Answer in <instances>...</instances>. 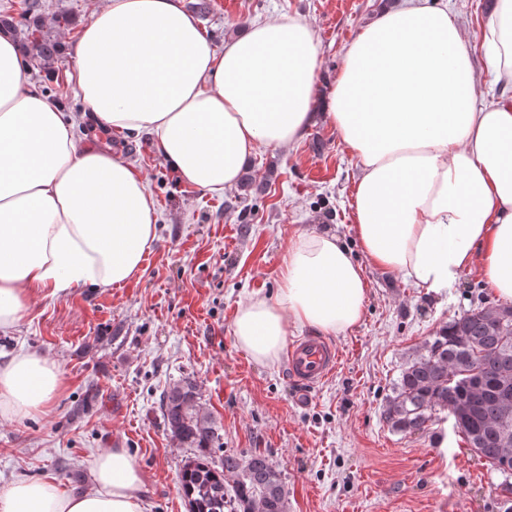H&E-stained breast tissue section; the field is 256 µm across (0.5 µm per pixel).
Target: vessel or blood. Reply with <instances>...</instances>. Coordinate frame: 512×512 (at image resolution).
Instances as JSON below:
<instances>
[{
	"instance_id": "1",
	"label": "vessel or blood",
	"mask_w": 512,
	"mask_h": 512,
	"mask_svg": "<svg viewBox=\"0 0 512 512\" xmlns=\"http://www.w3.org/2000/svg\"><path fill=\"white\" fill-rule=\"evenodd\" d=\"M338 364L336 349L317 336L301 337L290 345L287 366L292 379L313 387L329 378Z\"/></svg>"
}]
</instances>
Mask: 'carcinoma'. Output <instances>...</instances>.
Listing matches in <instances>:
<instances>
[{
  "label": "carcinoma",
  "mask_w": 512,
  "mask_h": 512,
  "mask_svg": "<svg viewBox=\"0 0 512 512\" xmlns=\"http://www.w3.org/2000/svg\"><path fill=\"white\" fill-rule=\"evenodd\" d=\"M23 22L0 19L24 53L43 63L58 59L61 46L44 30L32 5ZM500 306H481L446 322L403 364L384 418L401 434L423 431L446 412L457 432L502 477L501 497L512 512V320ZM164 421L179 444L195 449L179 473L188 512H288V489L262 453L222 451L215 420L201 403L196 381L182 378L163 391Z\"/></svg>",
  "instance_id": "carcinoma-1"
}]
</instances>
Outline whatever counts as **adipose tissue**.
I'll return each instance as SVG.
<instances>
[{
	"label": "adipose tissue",
	"instance_id": "ef3b65f1",
	"mask_svg": "<svg viewBox=\"0 0 512 512\" xmlns=\"http://www.w3.org/2000/svg\"><path fill=\"white\" fill-rule=\"evenodd\" d=\"M494 83L512 87V0H496L479 38L447 7L406 0L350 42L325 101L310 24H251L216 51L180 0H103L72 47L73 79L91 136L37 85L12 36L0 32V334L35 290L109 288L137 276L156 239L158 210L143 177L101 140L149 133L165 165L195 188L236 185L259 146H292L315 119L360 165L356 262L332 231L291 240L274 298L239 309L234 336L258 362L282 352L289 324L336 335L367 301L363 263L433 294L479 266L512 301V96L479 103L473 42ZM58 364L35 350L0 359V416L51 410ZM91 487L22 479L0 512H143L141 469L121 447L89 463Z\"/></svg>",
	"mask_w": 512,
	"mask_h": 512
}]
</instances>
